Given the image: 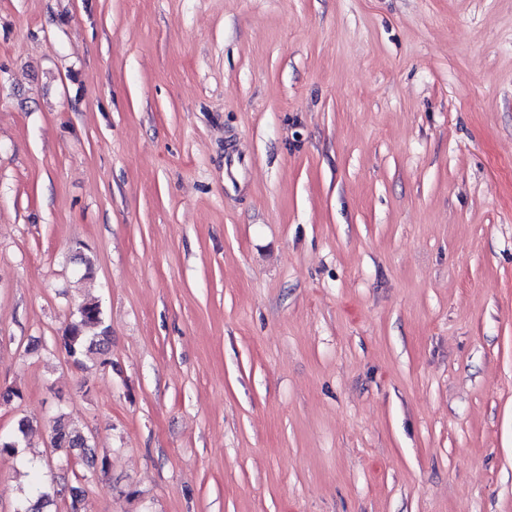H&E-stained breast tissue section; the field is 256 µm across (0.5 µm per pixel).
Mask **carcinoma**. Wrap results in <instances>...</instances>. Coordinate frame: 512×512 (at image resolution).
Instances as JSON below:
<instances>
[{"mask_svg": "<svg viewBox=\"0 0 512 512\" xmlns=\"http://www.w3.org/2000/svg\"><path fill=\"white\" fill-rule=\"evenodd\" d=\"M55 341L63 346L76 364L82 363V359L90 355H96L101 358V363L109 364L107 355L111 350L112 337L105 325L101 303L95 299H85L79 303L76 319L58 333ZM28 430L29 425L21 420L10 436L0 437V458L15 456ZM51 437L58 448L87 454L92 451L88 434L65 413L59 414L53 421ZM53 496H63V490L48 488L38 481L30 490L21 492L16 507L19 512H42L44 504Z\"/></svg>", "mask_w": 512, "mask_h": 512, "instance_id": "obj_1", "label": "carcinoma"}]
</instances>
